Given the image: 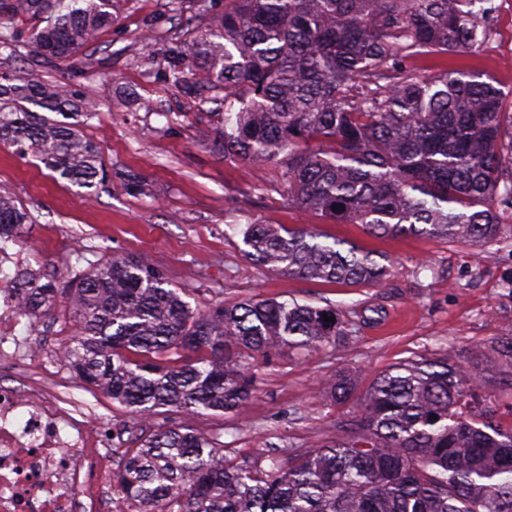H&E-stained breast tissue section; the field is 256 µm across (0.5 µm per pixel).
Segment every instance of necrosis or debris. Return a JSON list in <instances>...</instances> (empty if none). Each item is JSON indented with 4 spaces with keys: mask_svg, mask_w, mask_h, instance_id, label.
<instances>
[{
    "mask_svg": "<svg viewBox=\"0 0 512 512\" xmlns=\"http://www.w3.org/2000/svg\"><path fill=\"white\" fill-rule=\"evenodd\" d=\"M20 313L15 291L0 290L2 360L34 356L9 348ZM111 442L109 430L61 406L43 383L0 388V512H95L112 485Z\"/></svg>",
    "mask_w": 512,
    "mask_h": 512,
    "instance_id": "1",
    "label": "necrosis or debris"
}]
</instances>
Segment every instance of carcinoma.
I'll return each instance as SVG.
<instances>
[{"label":"carcinoma","mask_w":512,"mask_h":512,"mask_svg":"<svg viewBox=\"0 0 512 512\" xmlns=\"http://www.w3.org/2000/svg\"><path fill=\"white\" fill-rule=\"evenodd\" d=\"M118 2L0 0V21L43 23L26 44L50 64L111 26ZM494 10L493 0H224L198 37L160 49L164 81L189 98L224 93V127L200 128L199 140L226 161L278 168L291 207L372 235L482 246L500 237V207L512 208V89L465 66L427 78L418 63L479 55ZM93 112L66 83L0 73V146L89 195L107 178L81 131ZM30 223L1 190L0 251ZM234 231L254 265L301 279L375 285L389 273L387 258L309 228ZM74 256L89 269L68 295L75 330L61 356L141 415L241 418L258 357L334 348L353 333L329 304L246 299L196 313L137 256ZM10 283L24 313L53 310V280L26 269ZM493 349L512 364V330ZM482 383L448 357L408 358L374 379L336 441L251 462L229 457L220 432L161 425L125 449L113 486L139 512H512V425L471 405ZM354 391L339 372L323 394L342 404Z\"/></svg>","instance_id":"obj_1"}]
</instances>
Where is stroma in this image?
<instances>
[{
	"label": "stroma",
	"mask_w": 512,
	"mask_h": 512,
	"mask_svg": "<svg viewBox=\"0 0 512 512\" xmlns=\"http://www.w3.org/2000/svg\"><path fill=\"white\" fill-rule=\"evenodd\" d=\"M495 35L470 69L512 89V0H495ZM222 14L224 0H184L173 11L168 0H122L112 26L82 50L78 61L38 62L27 49L0 61V72L22 68L59 79L98 105L82 127L94 141L109 172L95 195L52 178L32 157L0 148V187L10 190L34 222L16 251L15 266L37 258L47 277L75 278L72 250L82 245L92 259L136 255L164 271L184 292L192 309L220 301L250 298L336 305L345 318L367 313L348 343L301 353L282 349L258 362L256 390L246 418L183 414L159 410L147 418L113 406L78 378L54 382L58 397L93 421L112 428L117 438L109 453L120 459L135 436L164 423L190 422L202 433L223 431L224 445L238 460H253L269 449L287 454L335 439L340 421L356 410L355 401L336 404L322 394L340 371L357 375L360 386L415 354L456 357L481 348L472 359L483 378L477 403L494 406L502 424L512 423V365L490 347L512 329V227L483 246L424 237L376 238L359 224H340L292 208L274 168L259 170L214 155L197 136L200 125H219L220 104L212 93L195 99L164 86L157 48L176 36L190 37L198 11ZM137 175L138 189L127 186ZM235 224L310 227L360 247L383 253L390 274L379 285L349 286L309 281L260 269L241 252ZM72 328L65 301L51 314L31 321L20 317L17 334L34 350L60 346Z\"/></svg>",
	"instance_id": "35a3bbf8"
}]
</instances>
